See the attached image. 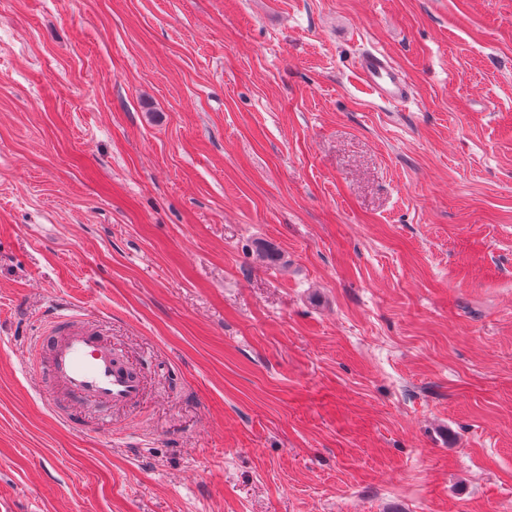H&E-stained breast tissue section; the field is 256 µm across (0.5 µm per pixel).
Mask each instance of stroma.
Instances as JSON below:
<instances>
[{
	"instance_id": "1",
	"label": "stroma",
	"mask_w": 512,
	"mask_h": 512,
	"mask_svg": "<svg viewBox=\"0 0 512 512\" xmlns=\"http://www.w3.org/2000/svg\"><path fill=\"white\" fill-rule=\"evenodd\" d=\"M0 512H512V0H0ZM358 69L364 84L382 101L401 103L409 98L407 82L384 52L365 51L359 57ZM32 364L52 387L61 384L76 405L123 406L137 402L144 392L141 379L116 362L97 326L73 307L59 308L43 327L32 350Z\"/></svg>"
}]
</instances>
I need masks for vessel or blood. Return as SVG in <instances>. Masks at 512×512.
Listing matches in <instances>:
<instances>
[{"label":"vessel or blood","mask_w":512,"mask_h":512,"mask_svg":"<svg viewBox=\"0 0 512 512\" xmlns=\"http://www.w3.org/2000/svg\"><path fill=\"white\" fill-rule=\"evenodd\" d=\"M364 84L387 103L408 99L410 89L400 71L382 51H365L358 60ZM39 374L61 384L76 405L117 407L137 402L144 392L141 379L118 364L98 328L73 307L59 308L43 327L32 350Z\"/></svg>","instance_id":"obj_1"}]
</instances>
